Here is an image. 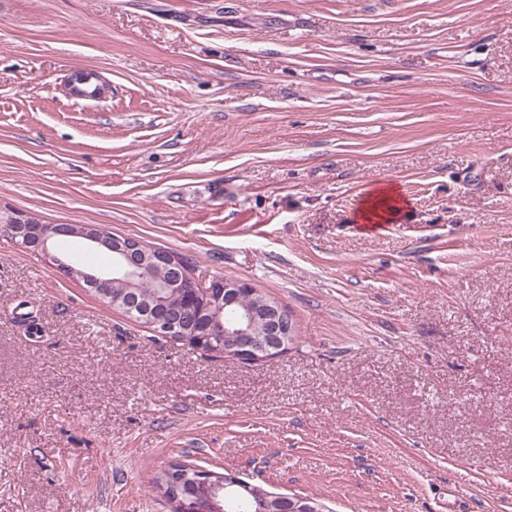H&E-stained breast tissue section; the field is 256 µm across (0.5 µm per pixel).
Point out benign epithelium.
<instances>
[{"instance_id":"1","label":"benign epithelium","mask_w":512,"mask_h":512,"mask_svg":"<svg viewBox=\"0 0 512 512\" xmlns=\"http://www.w3.org/2000/svg\"><path fill=\"white\" fill-rule=\"evenodd\" d=\"M95 98L104 97L109 83L100 75ZM81 70L73 71L67 85L75 95L80 86L94 80ZM14 218L12 224L0 223V236L22 243L26 249L48 259L64 275L81 282L114 308L140 306V316L156 336L179 341L195 336V347L208 350L211 337L224 339V354L243 364H251L288 351V312L275 298L263 294L252 284L230 278L215 279L200 286L177 254L149 246L135 238H118L100 225L42 224L35 218L11 208H3ZM61 237L78 238L84 248L94 254L107 252L112 266L71 264L54 251ZM151 278L160 293L146 297L142 288ZM167 498L175 512H229L231 489L247 482L233 474H218L195 469L191 479L169 469ZM256 512H320L315 501L275 494L255 504Z\"/></svg>"}]
</instances>
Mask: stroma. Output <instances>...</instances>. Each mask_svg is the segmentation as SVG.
<instances>
[{"label":"stroma","instance_id":"1","mask_svg":"<svg viewBox=\"0 0 512 512\" xmlns=\"http://www.w3.org/2000/svg\"><path fill=\"white\" fill-rule=\"evenodd\" d=\"M378 183L408 206L367 235ZM0 207L298 333L214 357L0 236V512H173L181 461L327 512H512V0H0ZM85 72V74H83ZM87 72L83 70H75L73 71L70 76L67 78V85L72 91L73 94L87 97L91 99H100L103 98L109 91V83L99 74H97L96 77H87ZM93 78H96L97 80V91L95 93V96H91L89 94H82L80 92V86L83 84L90 83Z\"/></svg>","mask_w":512,"mask_h":512}]
</instances>
